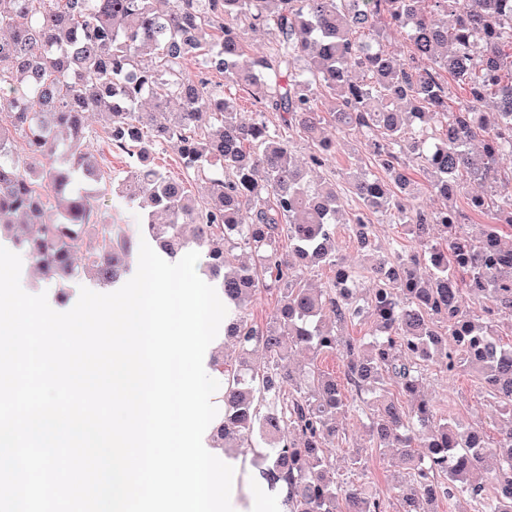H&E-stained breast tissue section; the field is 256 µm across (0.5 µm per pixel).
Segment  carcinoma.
Here are the masks:
<instances>
[{
    "instance_id": "cac0c4a2",
    "label": "carcinoma",
    "mask_w": 512,
    "mask_h": 512,
    "mask_svg": "<svg viewBox=\"0 0 512 512\" xmlns=\"http://www.w3.org/2000/svg\"><path fill=\"white\" fill-rule=\"evenodd\" d=\"M419 2L0 0V227H36L15 246L61 302L69 281L106 284L125 272L131 239L98 223L92 189L105 175L88 150L86 121L105 114L103 140L131 159L118 192L144 212L161 251H204L205 272L232 308L224 336L238 344L239 364L228 369L224 353L211 354L224 378L211 447L247 442L284 512H387L383 500L336 478L350 403L335 375L290 367L294 348L342 360L368 410L374 448L399 453L400 512H436L439 497L457 492L478 512H512V344L501 341L512 330V193L472 235L453 205L461 178L493 185L500 158L512 154V0H429L428 11ZM385 20L406 36L400 58L386 45ZM249 29L267 31L273 48L247 61ZM212 30L216 39L205 41ZM198 56L224 83L188 70ZM447 77L466 91L454 108ZM227 84L258 104L251 121L240 118ZM318 91L332 99L325 116ZM148 100L155 109L143 108ZM170 100L179 111L164 109ZM267 112L279 113L285 132L269 128ZM326 123L364 131L365 150L387 174L349 173L348 192L362 209L348 219L335 185L317 179L333 150ZM58 129L67 133L61 155ZM289 130L312 144L308 165L292 161ZM160 147L210 182L207 201L151 164ZM413 160L443 207L411 203ZM45 185L59 211L53 224L42 221ZM374 212L406 225L419 250L371 255L364 298L344 287L353 272L336 258V225H349L369 249ZM436 228L440 242L431 237ZM90 229L98 245L78 260ZM241 246L257 262L239 261ZM320 266L334 272L323 288L308 281ZM262 291L279 303L259 326L248 310ZM484 300L482 315L466 306ZM358 321L370 322L371 334L345 335ZM428 363L475 378L500 416L495 441L477 425L436 416L422 392ZM388 380L396 392L385 389Z\"/></svg>"
}]
</instances>
